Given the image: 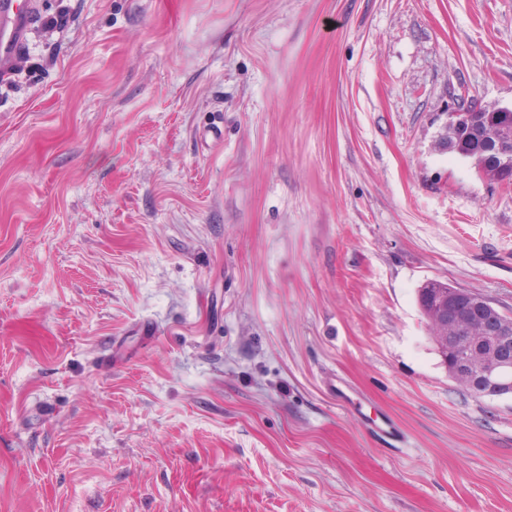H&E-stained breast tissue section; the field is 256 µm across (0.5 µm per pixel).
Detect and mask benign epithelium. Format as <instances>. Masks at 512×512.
Returning <instances> with one entry per match:
<instances>
[{"mask_svg": "<svg viewBox=\"0 0 512 512\" xmlns=\"http://www.w3.org/2000/svg\"><path fill=\"white\" fill-rule=\"evenodd\" d=\"M491 155L499 163L502 175L512 181V137L501 135L490 142ZM427 306L437 310L439 317L450 326L452 335L439 337L442 346L448 348L452 362L451 375L465 388H473L480 396L512 395V322L499 319L489 313L491 304L473 291L450 290L448 294H431ZM462 303L475 307L472 324L460 325L448 318V309ZM493 344L494 364L489 368L477 364L474 359L482 354V340Z\"/></svg>", "mask_w": 512, "mask_h": 512, "instance_id": "obj_1", "label": "benign epithelium"}]
</instances>
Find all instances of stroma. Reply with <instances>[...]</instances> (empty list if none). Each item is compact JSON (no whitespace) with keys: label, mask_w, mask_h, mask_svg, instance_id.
<instances>
[{"label":"stroma","mask_w":512,"mask_h":512,"mask_svg":"<svg viewBox=\"0 0 512 512\" xmlns=\"http://www.w3.org/2000/svg\"><path fill=\"white\" fill-rule=\"evenodd\" d=\"M27 2L0 512H512V396L450 378L418 304L512 312V182L447 144L512 106V0Z\"/></svg>","instance_id":"stroma-1"}]
</instances>
